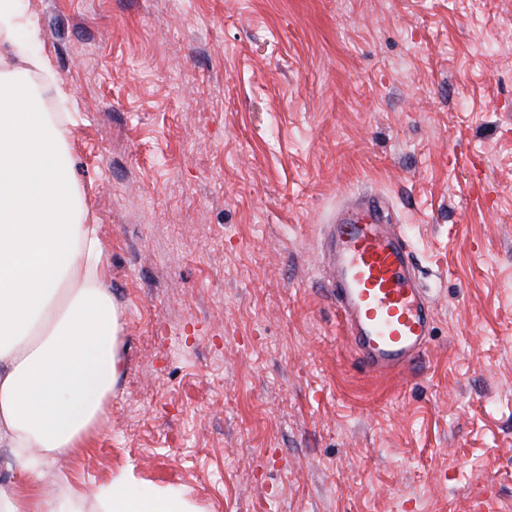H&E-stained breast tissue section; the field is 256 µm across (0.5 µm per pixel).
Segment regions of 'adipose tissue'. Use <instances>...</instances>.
Returning <instances> with one entry per match:
<instances>
[{"label": "adipose tissue", "mask_w": 512, "mask_h": 512, "mask_svg": "<svg viewBox=\"0 0 512 512\" xmlns=\"http://www.w3.org/2000/svg\"><path fill=\"white\" fill-rule=\"evenodd\" d=\"M38 42L21 0H0V45L19 62L0 64V447L24 478L83 443L122 372L103 249L65 173L62 131L28 77L46 78L61 107L72 94ZM95 499L96 512H201L172 489L136 491L127 474ZM0 512L82 508L76 495L34 498L1 485Z\"/></svg>", "instance_id": "1"}]
</instances>
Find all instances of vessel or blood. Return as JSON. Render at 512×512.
<instances>
[{
  "label": "vessel or blood",
  "mask_w": 512,
  "mask_h": 512,
  "mask_svg": "<svg viewBox=\"0 0 512 512\" xmlns=\"http://www.w3.org/2000/svg\"><path fill=\"white\" fill-rule=\"evenodd\" d=\"M324 255L330 294L362 367L407 379L428 349L432 306L416 280L405 234L385 222L378 197L336 213Z\"/></svg>",
  "instance_id": "1"
}]
</instances>
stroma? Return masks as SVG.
Listing matches in <instances>:
<instances>
[{
    "label": "stroma",
    "mask_w": 512,
    "mask_h": 512,
    "mask_svg": "<svg viewBox=\"0 0 512 512\" xmlns=\"http://www.w3.org/2000/svg\"><path fill=\"white\" fill-rule=\"evenodd\" d=\"M74 98L65 165L122 313L121 377L41 480L202 512H512V0H23ZM376 194L434 304L363 371L322 267ZM131 473L121 474L112 483L97 489V512H201L195 501L172 490L154 493L136 491L131 484Z\"/></svg>",
    "instance_id": "35a3bbf8"
}]
</instances>
